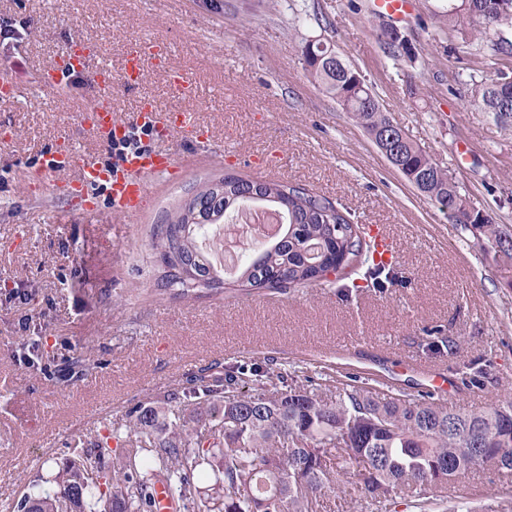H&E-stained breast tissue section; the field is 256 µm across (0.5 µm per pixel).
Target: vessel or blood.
Returning <instances> with one entry per match:
<instances>
[{
  "label": "vessel or blood",
  "mask_w": 512,
  "mask_h": 512,
  "mask_svg": "<svg viewBox=\"0 0 512 512\" xmlns=\"http://www.w3.org/2000/svg\"><path fill=\"white\" fill-rule=\"evenodd\" d=\"M165 44L151 39H134L127 43L123 55L120 75L128 86L138 85L144 78L149 64L167 56ZM92 72L96 88L97 105L88 113L82 114L84 126L98 133L113 132L116 138H123L130 126H137L168 137L173 133L197 131L198 126L192 113L174 107L160 111L148 100L140 101L133 124L118 121L112 112L111 91L113 75L110 65L100 62L98 52L86 53L79 63L69 67L49 64L39 74L38 84L45 89H55L64 81L83 72ZM175 153L167 149H141L127 152L118 165L101 168L74 142L65 141L62 145L46 153L35 179L44 180L63 172H76L72 180L74 192L88 193L95 184H105L109 193L111 208L125 216L139 214L145 187L149 179L163 177L177 170Z\"/></svg>",
  "instance_id": "vessel-or-blood-1"
}]
</instances>
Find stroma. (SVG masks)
Returning a JSON list of instances; mask_svg holds the SVG:
<instances>
[{
	"label": "stroma",
	"mask_w": 512,
	"mask_h": 512,
	"mask_svg": "<svg viewBox=\"0 0 512 512\" xmlns=\"http://www.w3.org/2000/svg\"><path fill=\"white\" fill-rule=\"evenodd\" d=\"M396 21L373 14L371 0H0V76L21 89L0 100V500L29 492L85 447L93 427L138 402L177 390L187 373L214 363L274 357L299 376L335 361L321 351L362 337L350 360L370 386L424 390L426 376L400 364L412 356L455 367L487 366L482 391L453 390L446 405L478 409L512 398V265L482 231L462 227L391 166L352 115L308 76L302 45L320 40L357 70L384 113L465 190L471 206L512 234V116L495 118L469 101V77L492 78V58H456L442 33L437 0H414ZM404 37L415 61L391 59L382 27ZM169 44L170 62L195 81L183 101L208 129L207 147L173 135L150 147L175 151L177 178L146 185L133 218L113 214L103 186L99 216L77 198L34 181L42 153L71 139L100 166L112 144L85 129L95 100L92 72L57 90L39 88V71L72 41L91 39L113 71L127 39ZM160 110L174 100L164 73L150 69L128 88L112 84V105L133 121L141 99ZM234 172L305 185L338 201L354 223L386 226L405 282L362 289L341 300L317 283L287 294L179 299L156 291L154 225L212 177ZM56 361L79 355L91 368L75 381H48L19 363L30 332ZM452 340L429 352L431 335ZM449 501L512 512V494L486 470L449 483Z\"/></svg>",
	"instance_id": "1"
}]
</instances>
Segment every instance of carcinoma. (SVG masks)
<instances>
[{"mask_svg":"<svg viewBox=\"0 0 512 512\" xmlns=\"http://www.w3.org/2000/svg\"><path fill=\"white\" fill-rule=\"evenodd\" d=\"M450 44L500 61L512 58V0H446ZM473 22L478 30L469 28ZM320 40L303 50L304 69L322 91L352 114L378 149H387L402 177L439 212L465 226L478 225L497 251L512 258V235L490 216L471 209L466 193L409 139L387 147L380 138L394 129L378 97L350 64L340 66ZM468 96L495 117L512 114V70L494 79H471ZM279 206L282 236L238 275L249 293L285 294L292 288L346 281L349 300L367 287L384 289L399 279L395 266L375 264L374 242L351 213L298 184L273 183L226 173L202 186L158 224L151 246L162 265V290L179 297L224 293V278L195 244L197 231L215 224L246 200L250 186ZM23 357L50 378L86 370L75 356L62 368L42 359L31 343ZM464 386H482L486 369L477 362L452 370ZM177 421H166V412ZM116 442L107 470L104 450ZM494 469L512 476V399L461 411L429 396L379 391L358 376L334 388L296 372L274 358L204 368L159 404L129 407L124 418L102 423L89 446L67 458L54 477L56 488L27 492L9 512H154L155 488L163 484L175 512H322L327 493H343L341 478L360 489L361 512H448V482Z\"/></svg>","mask_w":512,"mask_h":512,"instance_id":"1","label":"carcinoma"}]
</instances>
